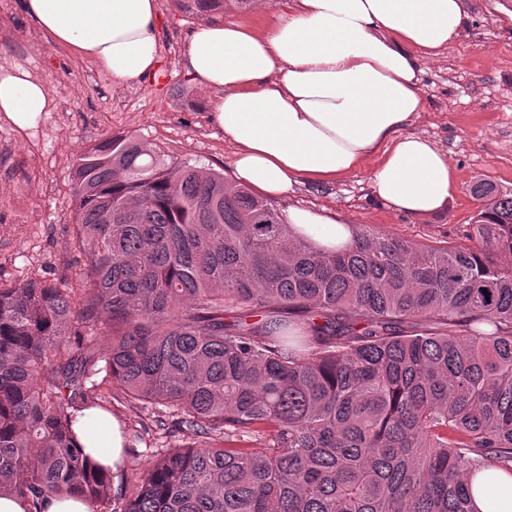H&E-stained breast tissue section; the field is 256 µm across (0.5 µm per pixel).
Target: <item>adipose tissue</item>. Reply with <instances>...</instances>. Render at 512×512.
Here are the masks:
<instances>
[{
    "mask_svg": "<svg viewBox=\"0 0 512 512\" xmlns=\"http://www.w3.org/2000/svg\"><path fill=\"white\" fill-rule=\"evenodd\" d=\"M24 10L48 43L113 80L159 71V0H25ZM468 23L464 0H289L287 19L264 26L199 21L183 65L214 95L211 119L235 147L238 181L281 199L368 165L386 208L423 218L448 208L458 173L446 152L407 128L425 109L423 62L457 42ZM52 109L43 80L0 65L1 119L24 131ZM288 222L323 251L351 239L346 221L324 210L292 208ZM73 429L96 463L122 466L119 419L89 408ZM495 479L491 491L474 480L478 512H512V476L499 471Z\"/></svg>",
    "mask_w": 512,
    "mask_h": 512,
    "instance_id": "obj_1",
    "label": "adipose tissue"
}]
</instances>
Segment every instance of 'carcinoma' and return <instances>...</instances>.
I'll return each instance as SVG.
<instances>
[{"label": "carcinoma", "instance_id": "obj_1", "mask_svg": "<svg viewBox=\"0 0 512 512\" xmlns=\"http://www.w3.org/2000/svg\"><path fill=\"white\" fill-rule=\"evenodd\" d=\"M173 2L202 17L226 0ZM470 192L467 245L353 224L323 252L198 162L124 133L82 151L76 286L0 280V495L30 512L52 494L96 512H474L470 479L512 474V194ZM114 386L177 409L187 437L120 502L73 432Z\"/></svg>", "mask_w": 512, "mask_h": 512}]
</instances>
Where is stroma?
<instances>
[{"instance_id": "obj_1", "label": "stroma", "mask_w": 512, "mask_h": 512, "mask_svg": "<svg viewBox=\"0 0 512 512\" xmlns=\"http://www.w3.org/2000/svg\"><path fill=\"white\" fill-rule=\"evenodd\" d=\"M470 26L465 35L422 65L421 90L427 109L407 128L445 151L459 173L454 202L443 214L411 218L379 205L364 167L336 183L296 189L274 201L289 208L328 209L352 224L397 234L418 245L458 242L481 206L470 192L482 179L512 192V32L494 21L496 6L512 0H467ZM196 22L172 0H160L159 75L124 85L89 60L43 39L22 44L0 65L17 61L41 77L54 108L38 124L20 131L0 122V139L15 140L0 153V279L23 282L54 278L75 284L82 255L72 245V168L77 154L103 139L125 133L159 149L176 162L193 159L233 178L234 146L210 119L209 93L185 71L182 53ZM103 404L124 424L129 452L114 490L131 496L137 479L159 448L183 445L172 426L174 412L128 400L121 391Z\"/></svg>"}]
</instances>
